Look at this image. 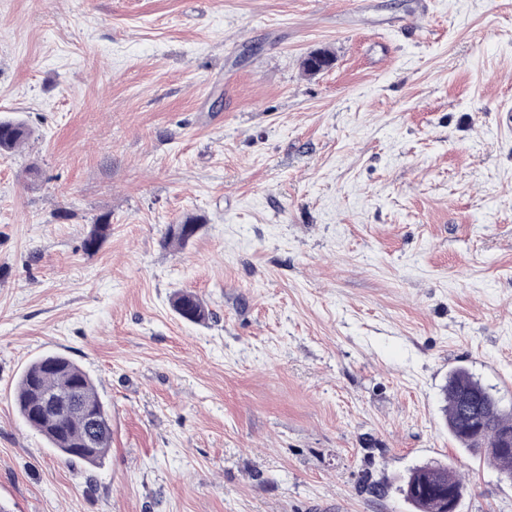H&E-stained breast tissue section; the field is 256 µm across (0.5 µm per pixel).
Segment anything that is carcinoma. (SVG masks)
<instances>
[{"label":"carcinoma","mask_w":512,"mask_h":512,"mask_svg":"<svg viewBox=\"0 0 512 512\" xmlns=\"http://www.w3.org/2000/svg\"><path fill=\"white\" fill-rule=\"evenodd\" d=\"M30 135L23 120L1 118L0 156L20 148ZM188 224L194 225L196 232L201 228L198 218L187 216L168 225L163 244L187 245L191 237L183 227ZM110 230L109 217H98L84 242L85 250H96ZM171 304L187 321L199 323L212 318L207 305L192 293H173ZM442 397L448 434L460 449L487 457L501 475L512 481V452L498 451L502 433L512 432V412L501 409L494 394L464 367L448 373ZM13 400L22 420L42 435L60 457L78 459L94 468L103 464L112 443L110 406L75 362L57 354L33 360L22 373ZM450 490L462 497L464 483L453 467L439 461L411 469L399 486L413 512H442L444 496Z\"/></svg>","instance_id":"cac0c4a2"}]
</instances>
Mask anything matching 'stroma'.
Masks as SVG:
<instances>
[{
  "mask_svg": "<svg viewBox=\"0 0 512 512\" xmlns=\"http://www.w3.org/2000/svg\"><path fill=\"white\" fill-rule=\"evenodd\" d=\"M349 2L0 0V118L34 131L0 157L12 512H411L430 461L512 512L441 398L462 366L512 409V0ZM52 352L111 406L101 467L15 409ZM188 224H193L195 226V233L192 237L183 232V227ZM201 226L202 224H200L199 219L194 216L185 217V219L179 222V224L168 225L163 237V245L185 246L193 237H195ZM171 304L180 317L190 322H203L212 318L213 315L203 300L192 293L174 292Z\"/></svg>",
  "mask_w": 512,
  "mask_h": 512,
  "instance_id": "1",
  "label": "stroma"
}]
</instances>
